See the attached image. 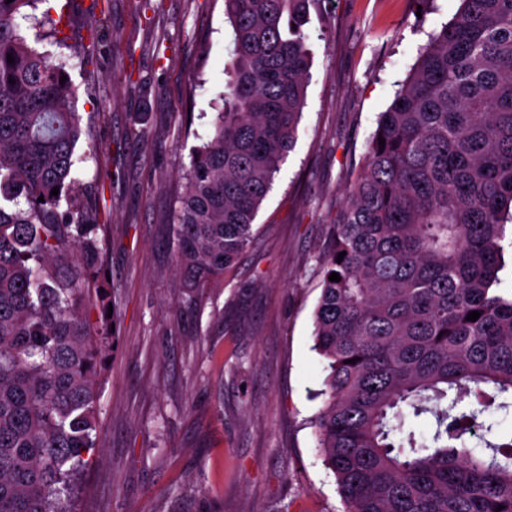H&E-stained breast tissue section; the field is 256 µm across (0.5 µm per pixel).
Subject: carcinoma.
Wrapping results in <instances>:
<instances>
[{"mask_svg": "<svg viewBox=\"0 0 512 512\" xmlns=\"http://www.w3.org/2000/svg\"><path fill=\"white\" fill-rule=\"evenodd\" d=\"M311 2L224 0L222 106L167 228L186 294L224 278L255 241L305 105ZM37 3L63 41L52 0H0V512H73L62 494L98 436L101 350L80 283L102 248L97 214L72 197L77 90L20 30ZM507 248L512 0H462L379 113L329 229L313 322L327 399L311 424L346 512H512V439L486 441L487 455L468 448L476 426L492 432L478 418L496 394L512 396ZM403 405L434 417L431 445L390 440Z\"/></svg>", "mask_w": 512, "mask_h": 512, "instance_id": "obj_1", "label": "carcinoma"}]
</instances>
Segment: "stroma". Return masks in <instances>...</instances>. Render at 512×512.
I'll return each instance as SVG.
<instances>
[{
    "mask_svg": "<svg viewBox=\"0 0 512 512\" xmlns=\"http://www.w3.org/2000/svg\"><path fill=\"white\" fill-rule=\"evenodd\" d=\"M460 6L312 0L295 146L253 248L192 300L166 227L224 82V0H71L62 44L40 10L22 21L78 89L76 203L98 212L103 249L82 312L108 363L76 512H345L310 424L326 376L312 349L320 259L379 112Z\"/></svg>",
    "mask_w": 512,
    "mask_h": 512,
    "instance_id": "stroma-1",
    "label": "stroma"
}]
</instances>
